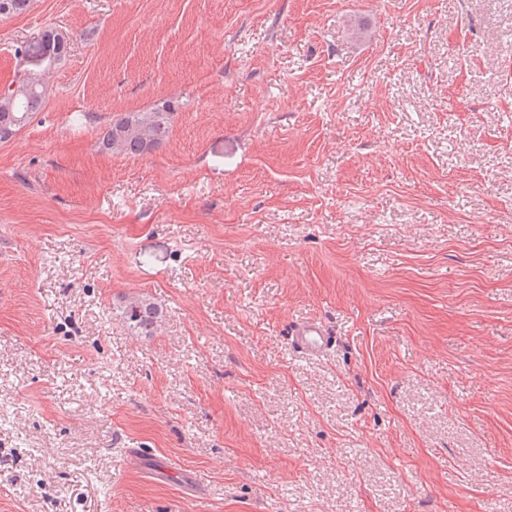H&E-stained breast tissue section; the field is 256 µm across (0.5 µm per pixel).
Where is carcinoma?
<instances>
[{
  "label": "carcinoma",
  "mask_w": 512,
  "mask_h": 512,
  "mask_svg": "<svg viewBox=\"0 0 512 512\" xmlns=\"http://www.w3.org/2000/svg\"><path fill=\"white\" fill-rule=\"evenodd\" d=\"M69 38L49 28L34 41L21 45L17 56L23 59L48 55L58 65L66 57ZM48 93L42 71L33 72L18 89L0 93V130L15 134L22 131L41 111ZM174 108L164 102L144 111L121 112L112 116L99 133L97 146L103 153L141 157L152 153L170 138ZM121 315L131 332L138 336H155L161 330L163 309L151 298L125 297L120 301Z\"/></svg>",
  "instance_id": "obj_1"
}]
</instances>
